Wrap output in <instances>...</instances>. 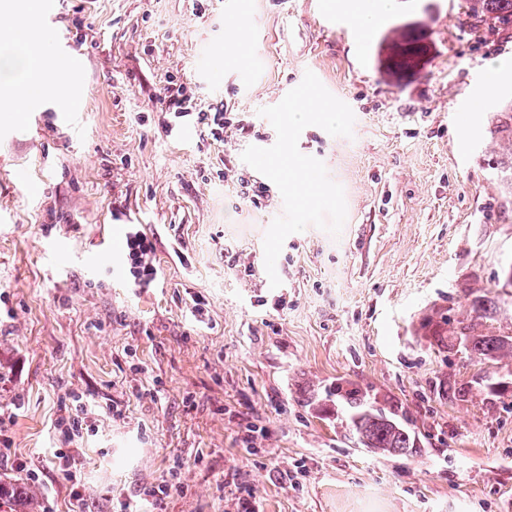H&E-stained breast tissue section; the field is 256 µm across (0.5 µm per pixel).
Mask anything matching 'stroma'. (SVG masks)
Listing matches in <instances>:
<instances>
[{
    "mask_svg": "<svg viewBox=\"0 0 512 512\" xmlns=\"http://www.w3.org/2000/svg\"><path fill=\"white\" fill-rule=\"evenodd\" d=\"M348 2L0 11V47L20 24L65 38L80 104L70 127L53 103L0 112V473H37L38 512H126L162 485L154 512H512V406L483 385L512 379V357L482 364L436 336L468 316L462 288L512 308V203L486 164L512 69L493 94L482 81L512 59V29L471 28L464 0H398L363 41ZM308 70L355 116L352 137L309 126L298 141L342 185L347 219L336 238L288 236L274 288L263 239L283 200L241 154L275 143L259 110ZM170 89L188 116L160 109ZM214 109L230 120L218 140ZM128 222L156 238L148 288L98 256ZM340 385L394 414L417 453L352 443ZM80 403L85 426L63 431Z\"/></svg>",
    "mask_w": 512,
    "mask_h": 512,
    "instance_id": "obj_1",
    "label": "stroma"
}]
</instances>
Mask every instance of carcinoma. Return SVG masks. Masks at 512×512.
<instances>
[{
	"label": "carcinoma",
	"instance_id": "cac0c4a2",
	"mask_svg": "<svg viewBox=\"0 0 512 512\" xmlns=\"http://www.w3.org/2000/svg\"><path fill=\"white\" fill-rule=\"evenodd\" d=\"M466 16L477 23L489 19L494 21L498 29H509L512 27V0H467ZM487 134L490 141L498 146L487 159V165L500 181L504 197H511L512 97L506 96L496 102ZM463 293L475 318L493 321L500 313L499 300L491 292L469 288ZM445 324L448 325V336L468 337L470 354L480 361H497L505 355L512 357V336L493 330L476 334L473 325L459 319H449ZM342 398L358 416V420L351 421V434L357 445L380 454H413L415 437L411 432L385 414L366 408L360 391L347 389ZM32 499L29 485L24 480L5 482L0 479V509L5 507L8 512H34L29 508Z\"/></svg>",
	"mask_w": 512,
	"mask_h": 512
}]
</instances>
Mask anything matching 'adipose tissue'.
Segmentation results:
<instances>
[{
    "instance_id": "1",
    "label": "adipose tissue",
    "mask_w": 512,
    "mask_h": 512,
    "mask_svg": "<svg viewBox=\"0 0 512 512\" xmlns=\"http://www.w3.org/2000/svg\"><path fill=\"white\" fill-rule=\"evenodd\" d=\"M11 42L12 51L0 55V75L7 76L17 70L23 78L18 83L6 85L0 91V102L8 108L24 101L63 103L68 90L61 77L62 61L50 59L47 52L42 51L40 41L33 37L28 28H17Z\"/></svg>"
}]
</instances>
